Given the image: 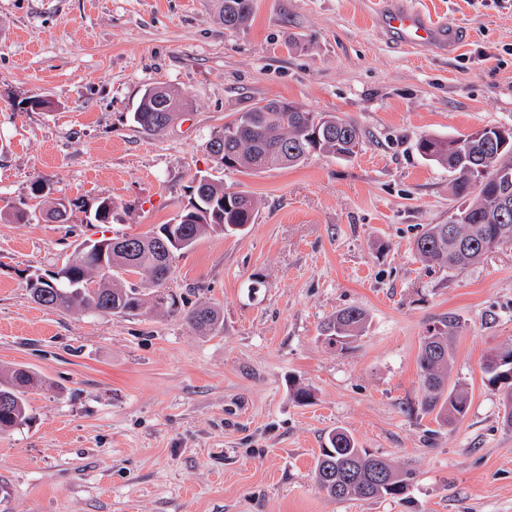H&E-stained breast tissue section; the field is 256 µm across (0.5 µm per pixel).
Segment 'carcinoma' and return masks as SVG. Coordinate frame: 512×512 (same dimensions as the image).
I'll use <instances>...</instances> for the list:
<instances>
[{"label": "carcinoma", "mask_w": 512, "mask_h": 512, "mask_svg": "<svg viewBox=\"0 0 512 512\" xmlns=\"http://www.w3.org/2000/svg\"><path fill=\"white\" fill-rule=\"evenodd\" d=\"M253 13V0H224L221 14L224 28L236 29L233 21L247 24ZM190 106L183 93L168 85L147 87L133 112V122L145 134L167 128L178 116L169 111L170 102ZM278 102H257L247 112L214 130L206 148L224 170L240 173L294 167L312 155L348 156L361 143L360 130L334 114L322 127L320 136L311 134L318 114L306 109L280 112ZM419 152L428 160L454 174V195L466 204L457 211L456 224H429L415 239L414 251L432 266L462 270L503 240L512 239V134L499 148L497 127H484L478 137H423ZM196 202L180 212L169 224L133 236L112 238V250L102 256L77 246L63 265L64 275L55 272L27 280L29 296L37 304L61 313L95 311L114 315H135L143 305L142 293L125 279L128 274L149 278L159 285L169 279L176 255L191 249L204 235L237 232L252 223L258 200L224 188L214 177L199 181L193 189ZM186 319L203 336L216 332L222 322L213 307L200 306L186 312ZM367 313L347 307L321 327V335L344 339L342 346L356 342L365 331ZM458 329L453 317L440 320L428 329L418 355L423 409L436 414L446 424L464 419L468 398L464 390L449 386L448 366L451 341ZM489 382L512 384V360L486 358ZM42 378L17 367L0 373V432H7L31 419L28 393ZM313 479L329 498H397L405 494L412 473L391 461L358 447L343 431L331 432L320 449Z\"/></svg>", "instance_id": "cac0c4a2"}]
</instances>
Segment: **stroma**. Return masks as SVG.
<instances>
[{
  "label": "stroma",
  "mask_w": 512,
  "mask_h": 512,
  "mask_svg": "<svg viewBox=\"0 0 512 512\" xmlns=\"http://www.w3.org/2000/svg\"><path fill=\"white\" fill-rule=\"evenodd\" d=\"M386 2L254 0L230 32L221 0H0V208L31 216L0 223V370L44 379L31 421L0 433V512H512L505 388L483 371L512 342V240L461 271L412 248L457 205L418 140L512 127V0H401L455 28L446 47L385 34ZM157 83L192 106L149 136L130 115ZM260 100L333 113L362 142L348 157L222 171L211 132ZM201 175L260 207L244 233L176 257L165 288L183 312L64 314L31 300L28 277L83 241L167 223ZM59 197L74 202L68 221H43ZM106 198L111 223H93ZM203 304L223 317L210 336L184 317ZM347 307L369 327L343 350L320 327ZM448 315L449 382L469 401L452 425L423 411L418 365ZM336 429L413 472L405 499L317 488Z\"/></svg>",
  "instance_id": "35a3bbf8"
}]
</instances>
